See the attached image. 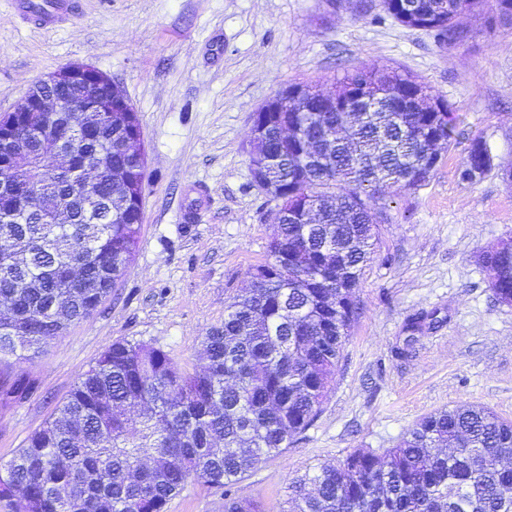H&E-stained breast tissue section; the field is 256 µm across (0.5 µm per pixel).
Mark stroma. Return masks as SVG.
Returning <instances> with one entry per match:
<instances>
[{
	"label": "stroma",
	"instance_id": "stroma-1",
	"mask_svg": "<svg viewBox=\"0 0 512 512\" xmlns=\"http://www.w3.org/2000/svg\"><path fill=\"white\" fill-rule=\"evenodd\" d=\"M107 74L135 108L148 163L135 257L111 295L37 357L0 358V461H8L118 340L146 342L186 369L224 322L277 232L251 172L254 114L291 84L334 91L348 71L383 65L424 83L456 129L427 182L381 188L374 254L332 388L312 425L234 487L286 512L291 481L359 448L398 445L422 417L474 403L512 420V306L497 301L480 258L512 240V24L491 10L464 40L388 17L381 0H81L52 31L0 0V115L36 82L75 64ZM492 167L461 170L474 139ZM205 192L200 219L182 214ZM222 489L189 481L167 512H222Z\"/></svg>",
	"mask_w": 512,
	"mask_h": 512
}]
</instances>
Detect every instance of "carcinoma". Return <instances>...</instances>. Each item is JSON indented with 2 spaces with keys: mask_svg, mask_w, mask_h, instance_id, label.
<instances>
[{
  "mask_svg": "<svg viewBox=\"0 0 512 512\" xmlns=\"http://www.w3.org/2000/svg\"><path fill=\"white\" fill-rule=\"evenodd\" d=\"M480 0H386L399 24L444 42L469 34L462 19ZM365 91L371 112L305 95L270 116L252 164L286 140L279 186L288 224L268 259L248 273L224 324L203 338L205 366L182 369L164 350L118 341L73 385L69 397L0 465V499L21 495L30 512H166L191 479L224 489V512H265L232 487L276 456L321 411L356 314L353 299L370 259L384 185L412 190L451 143L453 112L412 98L423 83L385 66L356 67L341 81ZM128 135L101 126L105 151ZM47 142L7 174L16 199L35 202L60 223L24 224L0 216V356L40 345L90 316L121 281L141 230V208L124 194L127 169L145 156L112 153L93 192L70 197L66 173ZM491 167L476 140L464 162L473 181ZM119 214L94 220L92 196ZM494 293L512 305V241L492 249ZM289 512H512V421L463 403L419 420L381 454L357 449L288 485Z\"/></svg>",
  "mask_w": 512,
  "mask_h": 512,
  "instance_id": "carcinoma-1",
  "label": "carcinoma"
}]
</instances>
